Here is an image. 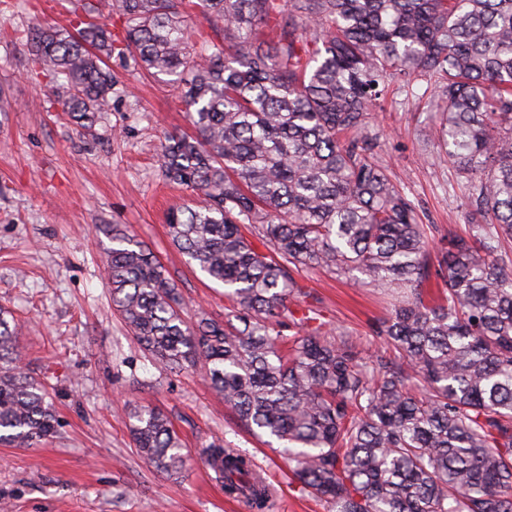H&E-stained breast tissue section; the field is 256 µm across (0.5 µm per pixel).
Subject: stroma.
Returning a JSON list of instances; mask_svg holds the SVG:
<instances>
[{"mask_svg":"<svg viewBox=\"0 0 512 512\" xmlns=\"http://www.w3.org/2000/svg\"><path fill=\"white\" fill-rule=\"evenodd\" d=\"M0 5V307L20 320L24 368L49 390L59 425L30 448L0 445V512H247L225 496L196 452L225 443L275 479L269 512H334L294 481L277 449L239 425L202 371L161 368L114 311L104 278L108 239L98 226L125 224L165 265L184 301V317L203 308L223 316L224 289L190 267L172 246L170 209L200 204V193L164 183L156 160L165 135L191 126L163 80L129 57H112V109L92 139L57 110L33 100L55 96L37 76L26 35L46 24L69 27L66 0ZM440 114L426 82L391 85L372 115L378 156L401 179L432 225L437 243L464 234L469 183L439 153ZM305 304L326 329L364 354L380 344L372 327L398 297L322 269L296 277ZM162 409L194 457L174 478L158 476L133 445L127 412Z\"/></svg>","mask_w":512,"mask_h":512,"instance_id":"35a3bbf8","label":"stroma"}]
</instances>
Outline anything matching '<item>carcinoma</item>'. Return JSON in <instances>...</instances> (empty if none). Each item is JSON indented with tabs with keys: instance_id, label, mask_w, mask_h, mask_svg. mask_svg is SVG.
<instances>
[{
	"instance_id": "obj_1",
	"label": "carcinoma",
	"mask_w": 512,
	"mask_h": 512,
	"mask_svg": "<svg viewBox=\"0 0 512 512\" xmlns=\"http://www.w3.org/2000/svg\"><path fill=\"white\" fill-rule=\"evenodd\" d=\"M193 10L219 39L194 57ZM70 14L76 35H27L61 116L89 131L111 109L115 54L174 78L194 127L166 137L157 167L206 203L172 209L168 233L231 309L187 321L165 267L106 226L112 304L141 347L172 372L201 367L335 512H512V263L497 254L512 241V0H70ZM393 78L445 103L440 148L470 179L469 236L444 249L377 158L370 112ZM308 267L403 294L373 329L383 351L363 356L311 306L296 317ZM432 280L438 302L423 297ZM284 318L303 335L282 336ZM19 336L0 308V444L20 448L58 421ZM128 419L147 463L181 474L170 418L143 406ZM200 459L265 512L252 458L213 445Z\"/></svg>"
}]
</instances>
